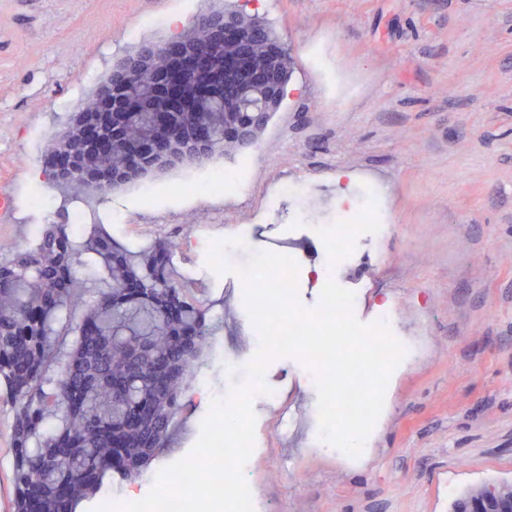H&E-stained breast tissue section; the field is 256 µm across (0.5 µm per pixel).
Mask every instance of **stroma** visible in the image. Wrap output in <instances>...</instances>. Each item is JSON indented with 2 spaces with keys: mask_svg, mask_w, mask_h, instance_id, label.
<instances>
[{
  "mask_svg": "<svg viewBox=\"0 0 512 512\" xmlns=\"http://www.w3.org/2000/svg\"><path fill=\"white\" fill-rule=\"evenodd\" d=\"M230 2L266 18L294 58L258 142L78 201L47 180L48 136L113 63L173 37L172 15L189 23L217 0H0V246H32L53 222L86 235L69 216L89 207L130 249L171 243L168 272L217 327L170 447L75 512L145 497L189 454L212 400L243 381L259 346L243 284L207 264L209 240L229 237L246 243L232 265L252 250L293 257L305 307L330 278L363 323L388 301L392 335L415 350L356 458L320 439L314 376L292 357L269 363L244 468L260 512H448L467 488L512 478V0ZM217 168L239 177L237 194L210 184ZM348 173L374 182L388 231L357 225L345 260L331 230ZM285 180L307 195L274 196ZM12 417L0 401V512H14Z\"/></svg>",
  "mask_w": 512,
  "mask_h": 512,
  "instance_id": "obj_1",
  "label": "stroma"
}]
</instances>
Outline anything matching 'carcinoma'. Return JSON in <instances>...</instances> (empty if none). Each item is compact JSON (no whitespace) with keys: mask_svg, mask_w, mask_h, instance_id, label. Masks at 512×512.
Here are the masks:
<instances>
[{"mask_svg":"<svg viewBox=\"0 0 512 512\" xmlns=\"http://www.w3.org/2000/svg\"><path fill=\"white\" fill-rule=\"evenodd\" d=\"M142 78L128 75L119 61L96 89L112 85L128 96L130 84ZM258 98L243 86L238 98L225 104L229 113L206 109L216 133L237 132L248 116L245 105ZM70 244L72 267L97 272V295L86 299L87 283L57 270V233ZM112 240L98 231L77 240L66 225L50 224L39 243L25 250L0 249V264L13 270V279L0 288V349L13 364L0 368V383L14 404L12 440L22 444V462L14 465V491L33 483L47 512H73L80 501L95 494L106 473L121 456L141 465L168 446L171 422L194 361L208 347L215 327L207 310L190 306L184 329L188 340L173 336V328L158 325L155 307L145 303L112 305L122 271L112 267ZM45 296L52 308L44 320L27 312L33 300ZM81 311L79 354L57 351L52 336L66 311ZM61 370L48 374L51 363ZM60 422L48 434L45 425ZM77 441L76 454L60 459L50 454L61 437Z\"/></svg>","mask_w":512,"mask_h":512,"instance_id":"cac0c4a2","label":"carcinoma"}]
</instances>
